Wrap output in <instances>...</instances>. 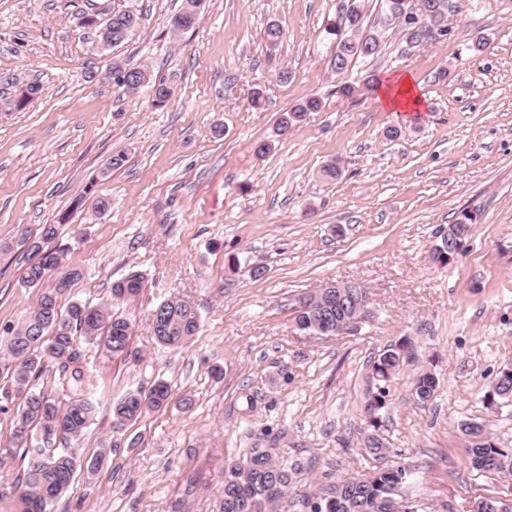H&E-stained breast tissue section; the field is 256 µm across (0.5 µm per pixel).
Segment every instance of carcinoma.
Here are the masks:
<instances>
[{
    "label": "carcinoma",
    "instance_id": "cac0c4a2",
    "mask_svg": "<svg viewBox=\"0 0 512 512\" xmlns=\"http://www.w3.org/2000/svg\"><path fill=\"white\" fill-rule=\"evenodd\" d=\"M203 0H182L172 18V30L192 29L197 22ZM389 21L403 17L406 0H380ZM336 43L332 59L338 75L345 74L353 61L374 58L381 53L383 33L366 24L364 0H340L336 16L326 27ZM121 66L132 78L130 90L139 81L151 80L149 69ZM0 85L17 89L0 105L20 111L37 98L43 87L36 81L25 82L10 74ZM321 108L316 97L281 113L273 135L288 134L291 127L311 112ZM57 236L54 224H45L40 237L27 246V266L22 282L36 287L46 272L57 269L61 279L38 295L22 320L5 330L0 337V371L7 374L8 384L0 387V412L17 403L8 447L28 456L24 488L17 493L18 512H49V506L74 488L77 469L86 467L88 474L99 471L109 460L111 449L102 448L83 460L72 444L80 440L94 423L97 406L94 398L82 389L85 376V353L82 343L102 344L114 357L134 355L130 349L133 322L112 310V304L91 305L73 300L61 310L60 299L70 294L82 279L81 269L64 264L65 250L47 249L45 245ZM145 287L144 276L136 271L112 284V300L129 302ZM363 310L350 298L337 300L320 288L305 295L295 308L294 327L305 335H327L326 323L346 317L358 320ZM155 340L169 347L187 343L199 330L200 319L195 305L181 297H170L150 313ZM407 344L392 345L374 358L371 364L376 392L365 405L368 430L364 432L363 449L376 460L388 457L389 448L377 434L378 414L389 397L388 383L405 358ZM55 371L64 386L75 389L62 407L41 387L42 375ZM438 379L429 371H421L413 380L412 395L421 405L434 397ZM172 401L171 386L162 380L148 391L126 393L112 404V426L124 428L150 410L166 408ZM466 453L473 469L500 473V467H512V448H503L479 426V439H467ZM299 468L276 459L275 448L265 439L255 442L238 460L225 463L224 480L219 491L218 512H290L289 493L296 488ZM409 475L396 464H386L369 474L340 477L323 488L303 495L308 512H417L407 501L396 499L399 485Z\"/></svg>",
    "mask_w": 512,
    "mask_h": 512
}]
</instances>
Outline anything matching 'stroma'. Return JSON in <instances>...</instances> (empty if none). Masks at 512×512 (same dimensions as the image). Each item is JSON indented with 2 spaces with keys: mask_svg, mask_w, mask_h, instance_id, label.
<instances>
[{
  "mask_svg": "<svg viewBox=\"0 0 512 512\" xmlns=\"http://www.w3.org/2000/svg\"><path fill=\"white\" fill-rule=\"evenodd\" d=\"M339 3L204 0L196 27L175 34L181 0H0V71L43 86L25 109L0 108V331L37 298L21 280L20 240L42 225H56L67 264L84 272L72 298L98 304L128 273L146 280L127 307L135 356L84 347L100 404L77 452L108 445L109 461L78 471L53 512H215L225 461L255 436L300 464L301 493L371 472L378 462L361 447L371 363L403 341L411 356L378 429L388 463L411 472L402 496L418 512L512 501V481L471 468L461 430L480 423L512 448V404L487 397L512 363V0H450L448 34L411 49L366 0L383 49L342 77L326 32ZM127 10L137 23L125 42L90 51L82 13ZM479 36L488 46L476 53ZM116 59L148 67L170 99L102 81ZM406 72L426 101L413 120L379 102ZM368 76L369 90L337 94ZM312 95L322 109L257 155L280 113ZM119 153L123 167L107 170ZM333 160L341 175L328 182L320 170ZM98 197L110 201L102 215ZM464 213V249L435 262L440 231ZM329 282L367 288V316L345 335L300 334L298 298ZM172 295L201 316L179 348L156 343L149 325ZM423 370L438 387L421 406L411 391ZM158 380L169 406L113 431V401Z\"/></svg>",
  "mask_w": 512,
  "mask_h": 512,
  "instance_id": "obj_1",
  "label": "stroma"
}]
</instances>
